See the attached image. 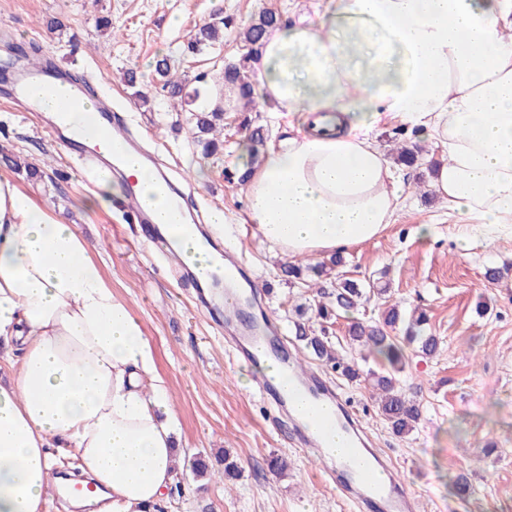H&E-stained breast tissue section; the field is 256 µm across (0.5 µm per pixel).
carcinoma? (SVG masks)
I'll list each match as a JSON object with an SVG mask.
<instances>
[{
    "mask_svg": "<svg viewBox=\"0 0 512 512\" xmlns=\"http://www.w3.org/2000/svg\"><path fill=\"white\" fill-rule=\"evenodd\" d=\"M221 24L205 22L195 27L193 33L183 44L181 52L197 54L206 48H211L219 41ZM283 25L280 15L272 10H264L241 33V54L237 61L224 63V81L237 83L243 93L241 111L251 112L255 108V98L251 86L252 64L259 60L263 40L267 31L271 28ZM173 55H164L156 59L153 74L147 76L134 69L124 73L127 85L135 88L147 79L153 78L160 82L161 90L166 92L171 99H176L188 107L189 120L194 122L195 139L202 146L206 155L216 154L224 148V143L212 136L216 131V123L223 120L224 113L219 111H207L200 107V88L189 87L186 82L175 76L171 71ZM241 125L248 131L246 138V150L251 159L258 158L262 150L267 147V135L265 128L254 123L251 117H244ZM343 264V257L335 255L329 262H320L312 266L285 263L281 267V273L289 283L305 280V274L313 273L315 276L326 277L331 280L334 288V301L332 305L298 304L294 307V328L298 340L305 344L312 353L326 365L340 372L352 382H356L365 376L373 378L374 387L379 395L378 408L384 420L396 435H405L414 430L422 419V407L402 396L398 374L403 372V350L396 337L387 333L386 328L394 329L398 325H404V339L409 343L418 345L419 351L426 355H433L438 348L435 336L426 333L428 325L427 314L424 311L413 310L410 319H404L399 305L393 304L382 312L381 322L354 321L348 329V336L352 343L359 348L358 356L345 357L338 354L331 342L325 337L318 336L309 330L306 316L314 310L317 314L327 319L337 310H350L357 307L361 300H370L371 296H382L388 288L378 282L359 283L355 280L332 275L335 269ZM375 356L382 365V370H364L360 362H365L370 356Z\"/></svg>",
    "mask_w": 512,
    "mask_h": 512,
    "instance_id": "cac0c4a2",
    "label": "carcinoma"
}]
</instances>
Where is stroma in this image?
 Instances as JSON below:
<instances>
[{"label": "stroma", "mask_w": 512, "mask_h": 512, "mask_svg": "<svg viewBox=\"0 0 512 512\" xmlns=\"http://www.w3.org/2000/svg\"><path fill=\"white\" fill-rule=\"evenodd\" d=\"M326 6L327 0H0V60L15 45L91 77L128 126L144 133L158 161L169 165L187 209L201 217L213 208L224 210V229L239 233L242 257L289 350L338 386L375 447L425 501L427 512H512V272L496 283L485 277L487 268H512V238L465 240V225L449 216L430 183L405 173L393 224L377 239L343 250L344 272L360 282L387 283L388 298L371 299L331 319L312 317L311 330L347 347L348 323L378 320L389 301L425 310L440 343L431 357L417 345L403 346L401 392L422 406L423 418L409 434L395 435L378 411L370 382L351 383L321 367L295 339L294 305L316 298L326 304L330 298L318 296L314 286L286 283L279 270L285 255L245 221L246 190L237 181L244 161L240 112H225L219 130L224 150L207 157L180 103L158 86L145 83L135 92L122 80L126 69L148 72L157 54L171 52L177 76L221 97L224 63L239 57L240 34L255 15L272 9L295 25L316 21ZM104 16L112 20L107 31L98 26ZM223 17L230 21L223 44L198 55L179 54L195 24ZM5 91L1 83L0 148L41 172L34 179L15 173L17 184L40 207L79 225L113 294L131 306L151 340L156 371L179 423L181 489L170 494L163 512H351L321 480L318 461L296 445L287 422L260 400L252 369L236 363L211 317L196 310L194 284L174 270L158 269L141 226L125 222L116 207H86L98 189L96 178L45 132L41 114L18 111ZM375 139L390 159L411 139L422 146L424 163L446 157L441 146L414 137L395 117L383 120ZM420 224L434 225L432 241L415 236ZM480 302L488 303V314H477ZM197 452L213 461L230 456L241 470L239 478L197 480L190 470ZM276 456L288 461L284 473L269 465ZM462 472L474 488L466 498L452 489Z\"/></svg>", "instance_id": "stroma-1"}]
</instances>
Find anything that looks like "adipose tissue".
Returning a JSON list of instances; mask_svg holds the SVG:
<instances>
[{
    "label": "adipose tissue",
    "mask_w": 512,
    "mask_h": 512,
    "mask_svg": "<svg viewBox=\"0 0 512 512\" xmlns=\"http://www.w3.org/2000/svg\"><path fill=\"white\" fill-rule=\"evenodd\" d=\"M255 88L300 114L246 183L247 217L291 257H327L379 237L399 205L374 142L383 116L443 147L434 191L478 235L512 234V0H328L318 22L271 29ZM137 183L206 265L158 178ZM77 225L0 171V512H44L59 455L112 500L159 512L176 482L168 390L140 320L112 292Z\"/></svg>",
    "instance_id": "1"
}]
</instances>
